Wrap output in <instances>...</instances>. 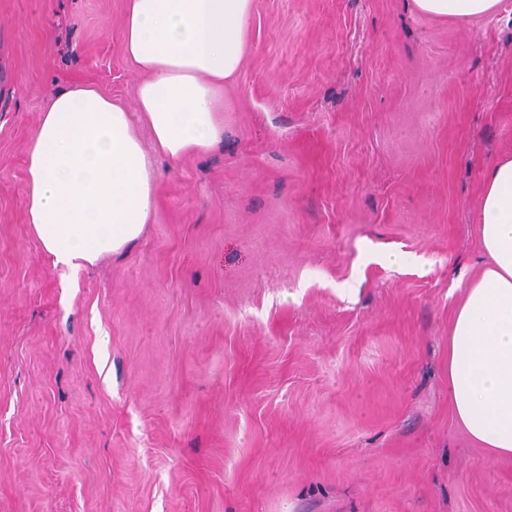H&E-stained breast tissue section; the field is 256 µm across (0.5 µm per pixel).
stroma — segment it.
<instances>
[{
  "mask_svg": "<svg viewBox=\"0 0 512 512\" xmlns=\"http://www.w3.org/2000/svg\"><path fill=\"white\" fill-rule=\"evenodd\" d=\"M124 3L0 0V512H512L448 390L512 0H255L223 142L156 158L142 237L64 271L27 147L72 84L134 107ZM422 13L435 16L474 17L486 15L498 7L500 0H412Z\"/></svg>",
  "mask_w": 512,
  "mask_h": 512,
  "instance_id": "stroma-1",
  "label": "stroma"
}]
</instances>
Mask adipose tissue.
<instances>
[{"label": "adipose tissue", "instance_id": "ef3b65f1", "mask_svg": "<svg viewBox=\"0 0 512 512\" xmlns=\"http://www.w3.org/2000/svg\"><path fill=\"white\" fill-rule=\"evenodd\" d=\"M500 0H413L422 13L482 16ZM254 0H125L121 42L140 73L136 109L78 83L41 112L22 201L53 266L124 249L148 224L158 176L139 127L172 161L224 138V83L240 71ZM478 246L486 259L448 336L454 418L472 442L512 457V157L483 177Z\"/></svg>", "mask_w": 512, "mask_h": 512}]
</instances>
